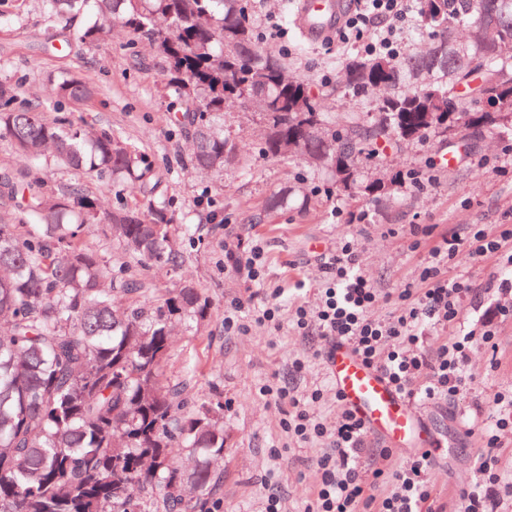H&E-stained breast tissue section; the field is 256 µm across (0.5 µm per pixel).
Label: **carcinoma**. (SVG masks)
I'll list each match as a JSON object with an SVG mask.
<instances>
[{"instance_id": "cac0c4a2", "label": "carcinoma", "mask_w": 512, "mask_h": 512, "mask_svg": "<svg viewBox=\"0 0 512 512\" xmlns=\"http://www.w3.org/2000/svg\"><path fill=\"white\" fill-rule=\"evenodd\" d=\"M65 17L84 7L98 23L83 37L98 39L116 22L148 37L168 64L169 88L195 147L191 164L224 174L240 163L234 137L224 133V108H247L257 95L263 154L303 160L336 178L344 167L354 189L369 190L358 159L380 145L443 136L453 128L473 136L512 131L483 124L484 95L512 113V86H469L470 59L512 73V52H495L480 31L486 0H418L424 53L353 57L325 95L382 87L379 119L343 112L328 121L305 80L285 83L282 58L259 46L249 0H48ZM495 42L512 47V0H498ZM467 54L452 48L458 34ZM238 41L235 54L224 43ZM55 97L78 104L93 90L76 78L53 86ZM16 88L0 82V133L28 158L107 175L112 184L138 183L137 204L107 211L79 187L53 191L41 180L0 182V512H196L212 488V461L224 455L220 393L189 396V379L171 380L165 367L172 331L206 325L211 301L191 280L161 291L142 275L153 264L177 277L185 264L174 213L156 197L149 157L115 131L88 130L68 114L47 118L39 107H14ZM301 186L285 185L267 200L275 211L306 205ZM105 224L123 261L114 265L85 238Z\"/></svg>"}]
</instances>
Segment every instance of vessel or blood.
<instances>
[{
  "mask_svg": "<svg viewBox=\"0 0 512 512\" xmlns=\"http://www.w3.org/2000/svg\"><path fill=\"white\" fill-rule=\"evenodd\" d=\"M296 4V22L307 41H319L340 20L342 0H296ZM326 358L344 406L369 434L393 448L427 450L437 459L451 457V444L431 430L414 400L396 392L350 346L336 343L328 348Z\"/></svg>",
  "mask_w": 512,
  "mask_h": 512,
  "instance_id": "1",
  "label": "vessel or blood"
}]
</instances>
